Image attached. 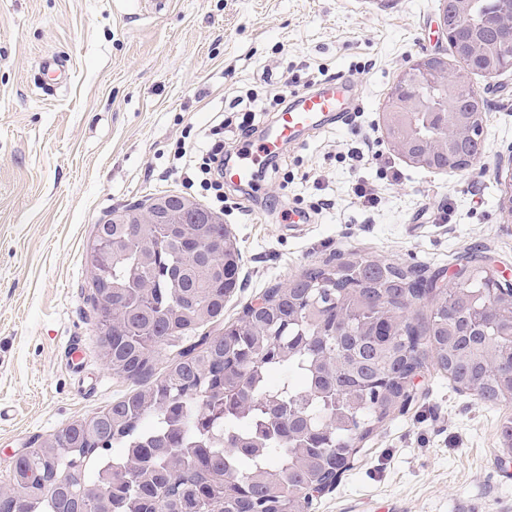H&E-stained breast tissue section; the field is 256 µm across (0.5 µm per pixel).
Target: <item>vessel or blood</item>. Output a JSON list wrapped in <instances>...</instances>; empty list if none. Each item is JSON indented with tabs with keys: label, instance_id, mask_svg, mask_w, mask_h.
I'll list each match as a JSON object with an SVG mask.
<instances>
[{
	"label": "vessel or blood",
	"instance_id": "vessel-or-blood-1",
	"mask_svg": "<svg viewBox=\"0 0 512 512\" xmlns=\"http://www.w3.org/2000/svg\"><path fill=\"white\" fill-rule=\"evenodd\" d=\"M354 86L342 73L312 90L292 91L286 109L279 112L258 147L243 145L237 160L225 166L224 177L234 183H252L258 168L280 156L284 144L298 141L307 132L344 126L350 120Z\"/></svg>",
	"mask_w": 512,
	"mask_h": 512
}]
</instances>
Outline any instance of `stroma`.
<instances>
[{
	"label": "stroma",
	"mask_w": 512,
	"mask_h": 512,
	"mask_svg": "<svg viewBox=\"0 0 512 512\" xmlns=\"http://www.w3.org/2000/svg\"><path fill=\"white\" fill-rule=\"evenodd\" d=\"M442 9V0H0V485L19 453L133 390L103 359L87 300L93 229L164 194L212 207L173 154L184 134L202 140L218 123L235 151L240 95L256 97L255 144L276 118L274 98L339 72L358 84L349 125L285 146L253 195L225 186L232 206L220 216L240 249L241 286L208 334L354 250L448 275L477 245L512 275L498 179L512 168V70L470 76L486 100L473 173L409 163L378 125L403 69L430 55L452 61ZM51 56L66 71L52 87L41 70ZM359 138L373 153L355 164L347 150ZM359 181L373 187L375 208L355 195ZM298 198L330 205L295 223L287 213ZM72 341L84 351L78 374L63 362ZM511 414L424 367L413 400L307 512H512L501 438Z\"/></svg>",
	"instance_id": "stroma-1"
}]
</instances>
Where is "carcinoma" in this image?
Masks as SVG:
<instances>
[{
	"label": "carcinoma",
	"instance_id": "cac0c4a2",
	"mask_svg": "<svg viewBox=\"0 0 512 512\" xmlns=\"http://www.w3.org/2000/svg\"><path fill=\"white\" fill-rule=\"evenodd\" d=\"M491 7L473 0L452 20L455 39L486 52L481 63L459 57L468 71L505 57L484 23ZM448 96L463 102V121L462 73ZM445 148L480 150L459 137ZM183 201L186 224L95 225L104 236L93 235L88 264L101 242L108 261L89 282L102 355L138 388L15 461L29 512H157L160 500L166 512H302L307 493L346 471L354 444L399 408L423 346L456 386L512 405V296L488 288L477 264L432 295L419 271L353 252L269 290L220 335H196L224 316L240 251L220 218ZM429 296L430 315L413 323L408 309ZM162 345L175 356L155 378Z\"/></svg>",
	"mask_w": 512,
	"mask_h": 512
}]
</instances>
